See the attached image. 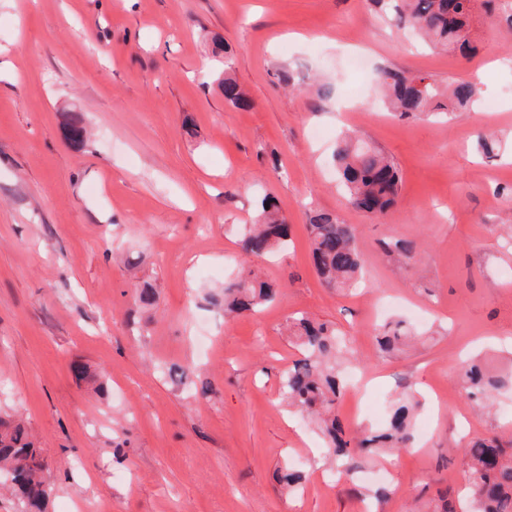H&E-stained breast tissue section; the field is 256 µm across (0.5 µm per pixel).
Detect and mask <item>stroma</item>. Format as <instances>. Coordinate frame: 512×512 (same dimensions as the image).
<instances>
[{"instance_id": "35a3bbf8", "label": "stroma", "mask_w": 512, "mask_h": 512, "mask_svg": "<svg viewBox=\"0 0 512 512\" xmlns=\"http://www.w3.org/2000/svg\"><path fill=\"white\" fill-rule=\"evenodd\" d=\"M470 27L465 59L414 45L366 0H0V411L42 450L46 512H411L462 490L458 448L512 430L511 395L487 411L458 385L463 358L512 339V36L481 12ZM381 67L472 78L482 103L395 118ZM228 73L249 107L225 103ZM347 131L400 171L384 219L336 185ZM486 133L503 145L493 161ZM266 194L292 243L248 257L238 230ZM315 210L358 230L353 290L312 269ZM399 238L424 248L411 268L382 249ZM250 271L280 289L260 313L207 301ZM140 288L155 307L136 305ZM297 313L335 324L366 364L338 411L350 429L386 417L402 384L423 401L416 449L363 463L386 471L384 500L338 484L318 430L282 399ZM396 317L426 340L379 356L375 327ZM184 365L188 383L169 374ZM287 465L307 475L298 493L277 481Z\"/></svg>"}]
</instances>
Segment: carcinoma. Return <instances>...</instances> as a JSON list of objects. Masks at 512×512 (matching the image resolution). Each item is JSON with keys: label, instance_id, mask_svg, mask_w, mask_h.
<instances>
[{"label": "carcinoma", "instance_id": "cac0c4a2", "mask_svg": "<svg viewBox=\"0 0 512 512\" xmlns=\"http://www.w3.org/2000/svg\"><path fill=\"white\" fill-rule=\"evenodd\" d=\"M385 13L404 24L413 36L434 47L446 48L462 56L477 53L471 40L470 19L477 7L488 12L500 8L508 29L512 30V0H371ZM378 84L389 108L398 117L420 118L434 112L454 118L467 112L477 101V85L466 79L448 83L445 99L430 76L407 75L382 68ZM224 100L236 108L248 101L237 81L224 75ZM478 148L487 158L499 155L501 142L486 134L478 137ZM333 164L348 206L377 218L387 215L398 203L401 176L392 157L350 134L336 143ZM309 247L314 269L323 283L333 289L353 287L364 260L357 245V231L337 214L315 210L309 217ZM291 225L280 214L276 203L266 198L253 223L239 232L238 245L247 255L269 256L284 249L290 241ZM384 251L409 266L420 253L417 243L398 239L387 243ZM278 294L274 284L257 277L237 275L224 282L221 296H210L211 303L224 307L228 314L254 312L273 302ZM289 336L303 358L284 373L281 393L291 407L314 417L318 430L328 441L337 466L338 480L350 482L363 460L374 454L398 452L414 440V420L420 401L412 395L398 398L391 406L385 425L360 436L350 434L339 419L337 407L344 394L342 364L352 352L336 326L318 322L307 315L293 318ZM417 336L402 322L382 326L376 336L383 354L400 351L415 343ZM458 380L470 400L492 405L496 396L512 391V375H501L477 358L461 365ZM462 464L470 489L467 512H512V440L499 437L478 440L461 449ZM11 478L12 490L21 512H44L48 484L41 449L26 425L6 414L0 417V473ZM306 475L286 469L281 484L292 491L302 486Z\"/></svg>", "mask_w": 512, "mask_h": 512}]
</instances>
